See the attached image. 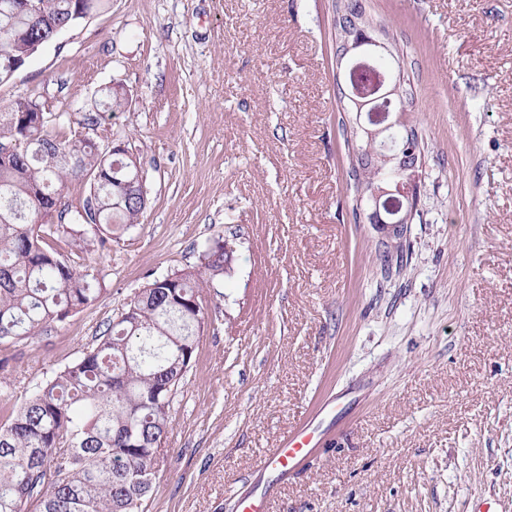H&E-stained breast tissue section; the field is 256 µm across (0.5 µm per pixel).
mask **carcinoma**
<instances>
[{
	"label": "carcinoma",
	"mask_w": 512,
	"mask_h": 512,
	"mask_svg": "<svg viewBox=\"0 0 512 512\" xmlns=\"http://www.w3.org/2000/svg\"><path fill=\"white\" fill-rule=\"evenodd\" d=\"M39 12L0 0V84L4 62L30 58L50 25L81 24L105 0H39ZM104 106L122 111L130 98L109 87ZM36 90L0 112V144L18 156L0 161V344L40 335L91 304L101 283L71 258L139 223L133 162L105 151L83 130L98 126V108L80 128L51 125ZM82 182L78 202L69 185ZM70 248L69 254L62 246ZM211 281L224 278V242L201 254ZM199 277L155 278L130 297L83 356L36 387L0 424V512H145L164 471L171 396L184 378L204 325Z\"/></svg>",
	"instance_id": "carcinoma-1"
}]
</instances>
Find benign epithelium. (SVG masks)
<instances>
[{"label": "benign epithelium", "instance_id": "1", "mask_svg": "<svg viewBox=\"0 0 512 512\" xmlns=\"http://www.w3.org/2000/svg\"><path fill=\"white\" fill-rule=\"evenodd\" d=\"M353 35L341 37L336 45L339 67L346 70V97L354 112V124L365 142L362 152L371 161V184L366 200L369 219L385 224L394 235L410 223L413 192L421 168L420 150L412 128L404 118L407 111L402 75L386 78L371 64L375 58L391 57L390 44L373 28L354 21Z\"/></svg>", "mask_w": 512, "mask_h": 512}]
</instances>
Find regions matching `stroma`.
Returning a JSON list of instances; mask_svg holds the SVG:
<instances>
[{
  "label": "stroma",
  "mask_w": 512,
  "mask_h": 512,
  "mask_svg": "<svg viewBox=\"0 0 512 512\" xmlns=\"http://www.w3.org/2000/svg\"><path fill=\"white\" fill-rule=\"evenodd\" d=\"M362 3L419 134L398 239L351 176L336 0H109L0 84L1 110L36 89L65 129L129 89L93 137L132 148L148 192L139 224L82 256L104 292L0 345V422L133 292L226 240L147 512H235L246 489L269 512H512V0ZM306 424L323 449L305 472L258 470Z\"/></svg>",
  "instance_id": "35a3bbf8"
}]
</instances>
